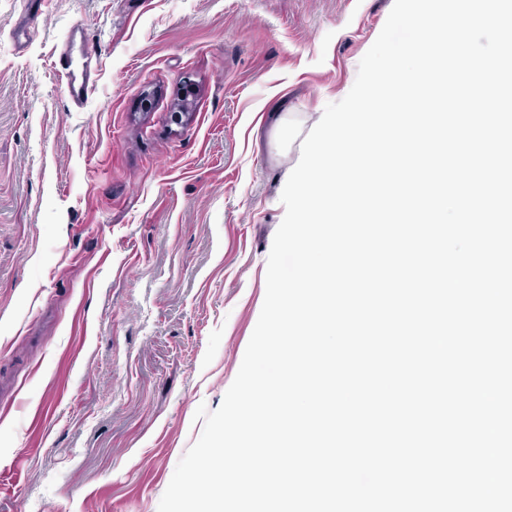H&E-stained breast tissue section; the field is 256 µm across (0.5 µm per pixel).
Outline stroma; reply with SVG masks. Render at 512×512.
<instances>
[{"mask_svg":"<svg viewBox=\"0 0 512 512\" xmlns=\"http://www.w3.org/2000/svg\"><path fill=\"white\" fill-rule=\"evenodd\" d=\"M393 3L0 0V512H158L258 321L286 171ZM79 45L82 53V65L79 73L74 66L73 49ZM97 58L88 44V37L84 27H72L66 34L65 46L60 53L56 66L58 75L64 83V90L70 102L81 107L87 102L95 89V73Z\"/></svg>","mask_w":512,"mask_h":512,"instance_id":"35a3bbf8","label":"stroma"}]
</instances>
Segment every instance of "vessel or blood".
<instances>
[{
  "label": "vessel or blood",
  "mask_w": 512,
  "mask_h": 512,
  "mask_svg": "<svg viewBox=\"0 0 512 512\" xmlns=\"http://www.w3.org/2000/svg\"><path fill=\"white\" fill-rule=\"evenodd\" d=\"M96 62L85 29L79 26L70 28L56 66L66 95L73 105L82 106L94 91Z\"/></svg>",
  "instance_id": "b4317fda"
}]
</instances>
